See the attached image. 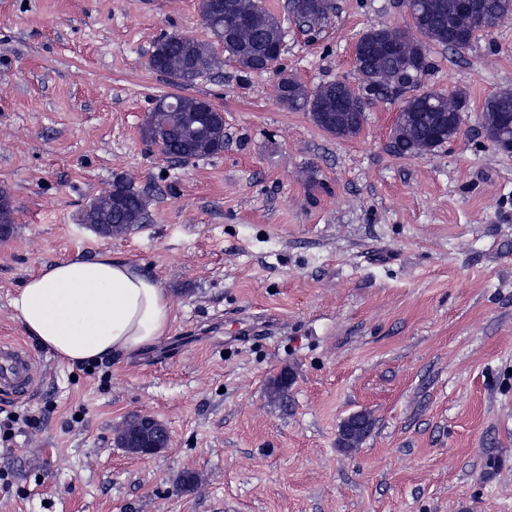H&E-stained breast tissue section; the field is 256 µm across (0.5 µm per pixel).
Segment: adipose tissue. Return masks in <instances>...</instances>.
<instances>
[{
    "mask_svg": "<svg viewBox=\"0 0 512 512\" xmlns=\"http://www.w3.org/2000/svg\"><path fill=\"white\" fill-rule=\"evenodd\" d=\"M11 306L24 333L69 364L147 350L173 322L159 280L108 253L42 266Z\"/></svg>",
    "mask_w": 512,
    "mask_h": 512,
    "instance_id": "obj_1",
    "label": "adipose tissue"
}]
</instances>
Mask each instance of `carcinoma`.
Returning <instances> with one entry per match:
<instances>
[{
    "mask_svg": "<svg viewBox=\"0 0 512 512\" xmlns=\"http://www.w3.org/2000/svg\"><path fill=\"white\" fill-rule=\"evenodd\" d=\"M440 18L429 14L415 17L413 28L421 41L433 42L444 47H454L467 41L473 35L489 33L501 22L512 17V0H483V14L477 18L462 17L456 13V0H424ZM226 0H218V8L210 14L205 22L210 40L194 41L197 47L196 65L183 66V48L181 44H168L166 50L156 45L148 60V66L167 76L176 75L177 86L188 87L199 77L208 73L215 66L214 47L221 45L224 52L232 57L239 66L247 71H265L260 59L266 55L267 45L280 39L277 27L281 22L264 9L254 16L251 25L238 31L237 39L224 42V29L235 25L236 16L228 12ZM290 12L302 23L322 24L328 21L331 11L330 0H289ZM357 72L377 75L379 92H388L397 85L411 86L429 68V60L421 63L411 62L405 66L383 53H375L356 62ZM343 96L351 117L363 112L361 97L344 83L332 82L317 89L315 96L308 95L306 88L293 77L288 82L277 84L279 100L290 110L313 112L325 97ZM197 99L189 97L177 110L158 112L157 120L172 125L181 124L180 132L162 142L161 152L171 158L187 162L191 159L207 157L220 152L218 147H208L204 141L212 138L217 130V120H202L204 109L196 106ZM466 107L463 93L448 96L431 91L425 97H410L404 102L402 111L418 112L422 119L414 126L412 132L393 143L395 152L401 156L413 157L419 153L423 141L431 140L438 148L453 139L460 128V114ZM505 115L512 119V92H500L485 104L481 120L487 138L497 143L500 129L494 123L496 116ZM147 217V200L144 194L131 183L118 180L113 183V190L90 200L83 212L86 224L106 226L109 236L122 234L141 224Z\"/></svg>",
    "mask_w": 512,
    "mask_h": 512,
    "instance_id": "obj_1",
    "label": "carcinoma"
}]
</instances>
